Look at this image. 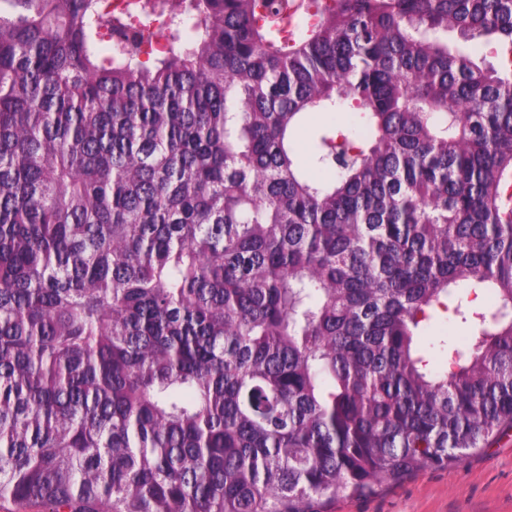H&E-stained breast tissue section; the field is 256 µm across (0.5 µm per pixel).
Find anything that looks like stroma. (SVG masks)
I'll list each match as a JSON object with an SVG mask.
<instances>
[{
    "label": "stroma",
    "mask_w": 512,
    "mask_h": 512,
    "mask_svg": "<svg viewBox=\"0 0 512 512\" xmlns=\"http://www.w3.org/2000/svg\"><path fill=\"white\" fill-rule=\"evenodd\" d=\"M332 512H512V431L445 469L426 468Z\"/></svg>",
    "instance_id": "35a3bbf8"
}]
</instances>
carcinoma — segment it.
I'll return each instance as SVG.
<instances>
[{
	"label": "carcinoma",
	"instance_id": "cac0c4a2",
	"mask_svg": "<svg viewBox=\"0 0 512 512\" xmlns=\"http://www.w3.org/2000/svg\"><path fill=\"white\" fill-rule=\"evenodd\" d=\"M129 10L0 0V501L328 512L511 431L512 0ZM327 119V116L321 112H313L307 116L304 127L299 131L295 139V152L300 158H307L316 136L323 128Z\"/></svg>",
	"mask_w": 512,
	"mask_h": 512
}]
</instances>
